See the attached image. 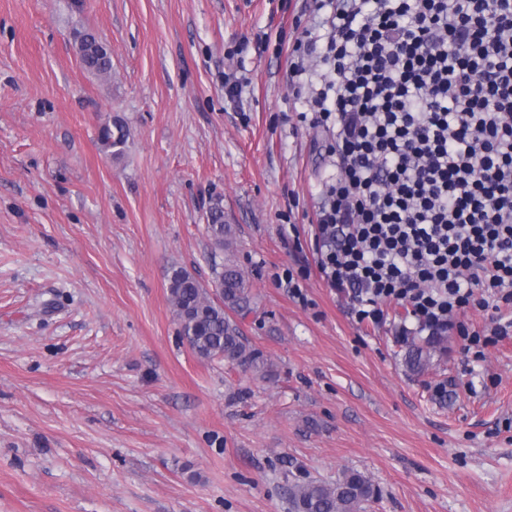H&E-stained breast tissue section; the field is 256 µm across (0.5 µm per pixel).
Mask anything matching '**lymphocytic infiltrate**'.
I'll use <instances>...</instances> for the list:
<instances>
[{"instance_id": "lymphocytic-infiltrate-1", "label": "lymphocytic infiltrate", "mask_w": 512, "mask_h": 512, "mask_svg": "<svg viewBox=\"0 0 512 512\" xmlns=\"http://www.w3.org/2000/svg\"><path fill=\"white\" fill-rule=\"evenodd\" d=\"M323 37L288 79L322 129L336 179L314 244L358 321L410 307L420 330L490 312L459 334L475 358L511 333L512 0H316Z\"/></svg>"}]
</instances>
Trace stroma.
I'll return each instance as SVG.
<instances>
[{
  "instance_id": "1",
  "label": "stroma",
  "mask_w": 512,
  "mask_h": 512,
  "mask_svg": "<svg viewBox=\"0 0 512 512\" xmlns=\"http://www.w3.org/2000/svg\"><path fill=\"white\" fill-rule=\"evenodd\" d=\"M312 9L0 0V512H288L289 479L348 468L382 490L364 512H512V335L476 362L449 325L416 376L415 319L392 302L386 323H356L318 272L336 167L288 83ZM85 31L110 77L83 67ZM229 72L251 82L234 100ZM116 119L117 158L99 141ZM216 205L229 251L212 249ZM228 258L271 378L179 333L170 269L207 286ZM127 136L123 123L120 120H114L101 127L99 140L104 150L110 155L120 156L125 150ZM208 231L222 250L233 245V229L231 224H224V211L218 205L210 210ZM447 343V337L441 334L431 335L424 341L417 340L415 336L407 337L404 359L407 370L414 375L425 373L430 367L435 354L443 355L446 353Z\"/></svg>"
}]
</instances>
